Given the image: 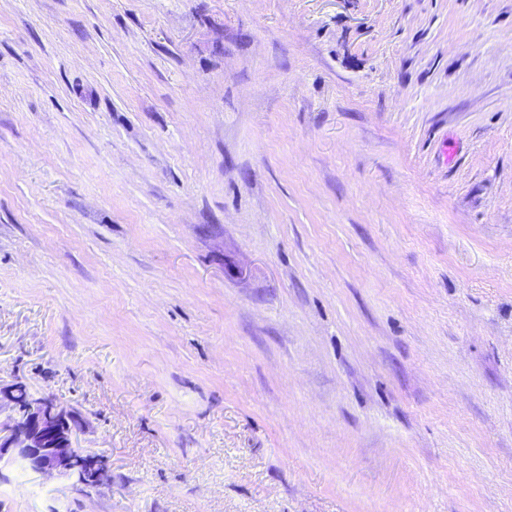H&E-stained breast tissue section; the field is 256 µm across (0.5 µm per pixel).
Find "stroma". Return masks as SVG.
<instances>
[{"mask_svg":"<svg viewBox=\"0 0 512 512\" xmlns=\"http://www.w3.org/2000/svg\"><path fill=\"white\" fill-rule=\"evenodd\" d=\"M16 382L0 512H512V0H0ZM17 386L0 384V416L4 408L13 411L5 422L0 421V470L4 461L46 478L59 476L80 486L86 482L98 485L105 477V467L97 457L86 462L75 457L73 432L63 435L59 427V417L65 410L48 397H38L19 416Z\"/></svg>","mask_w":512,"mask_h":512,"instance_id":"stroma-1","label":"stroma"}]
</instances>
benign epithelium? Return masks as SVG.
Masks as SVG:
<instances>
[{
	"mask_svg": "<svg viewBox=\"0 0 512 512\" xmlns=\"http://www.w3.org/2000/svg\"><path fill=\"white\" fill-rule=\"evenodd\" d=\"M17 384L0 385V411L9 408L13 414L0 421V463L51 478L65 477L74 484H99L105 477L103 463L94 457L85 462L73 452L72 433L62 434L59 417L64 409L48 397H38L27 412L18 415L15 396Z\"/></svg>",
	"mask_w": 512,
	"mask_h": 512,
	"instance_id": "7a95c632",
	"label": "benign epithelium"
}]
</instances>
